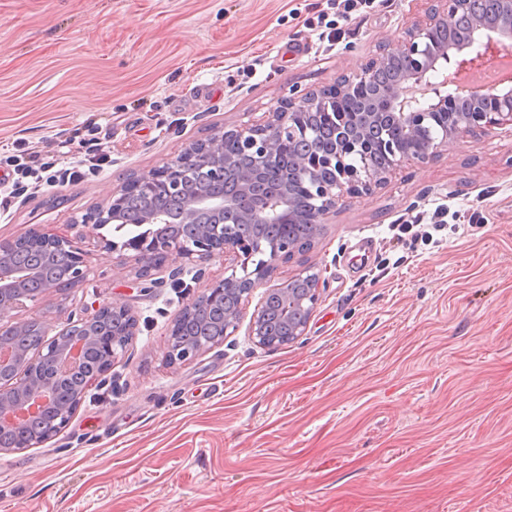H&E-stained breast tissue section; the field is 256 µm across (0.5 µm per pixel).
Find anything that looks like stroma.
<instances>
[{"label": "stroma", "mask_w": 512, "mask_h": 512, "mask_svg": "<svg viewBox=\"0 0 512 512\" xmlns=\"http://www.w3.org/2000/svg\"><path fill=\"white\" fill-rule=\"evenodd\" d=\"M422 14L374 0L322 38L333 0H0V239L75 236L114 189L186 144L331 86ZM98 176L21 178L25 149ZM453 217L428 221L437 206ZM106 224L85 276L29 302L52 330L126 303L124 356L50 441L0 451V512H512V129L450 140L346 199L306 256L324 284L307 331L263 349L246 327L184 363L168 331L223 259L144 266ZM87 132H89L90 138H84L83 142L80 144V149L83 150L84 159L82 160V164L79 166H73L71 168H62L56 173H59L60 178H64L67 181L71 182L73 180H80L84 178L87 174H94L97 170H99L103 162L106 160V155L103 154V150L101 148L102 143L100 142L101 138L96 136L100 134L99 127L95 126V123L89 122L86 125ZM87 167V170H83L81 168Z\"/></svg>", "instance_id": "35a3bbf8"}]
</instances>
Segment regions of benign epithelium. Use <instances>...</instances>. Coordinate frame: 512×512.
Listing matches in <instances>:
<instances>
[{"instance_id":"obj_1","label":"benign epithelium","mask_w":512,"mask_h":512,"mask_svg":"<svg viewBox=\"0 0 512 512\" xmlns=\"http://www.w3.org/2000/svg\"><path fill=\"white\" fill-rule=\"evenodd\" d=\"M472 4L473 0H428L423 18L406 28L400 44L393 48H380L379 52L358 70L341 74L333 89L325 88L301 95L294 91L281 99L279 108L267 113L262 119L224 130L204 142L185 146L164 167L143 173L112 191L108 200L112 209L102 208L91 212L82 218L81 223L121 224L123 219L120 215V198L148 188L181 199L182 180L197 167L209 170L213 181L224 182V174L229 169L226 149L232 141L255 159L256 168L260 170L275 160L285 135L294 131L295 112L322 105L330 98L332 91L342 94L356 85L368 83L374 79L377 70L390 61L416 62V67L405 74L384 101V108L390 116V128L382 143V147L392 157L388 168L374 170L367 153L362 154L358 166H348L344 162L338 164L333 154L321 156L313 165L306 158L296 162V170L311 177L310 193L315 201V208L307 217V222L312 224L314 237H319L323 225L336 213L340 201L371 193L374 188L386 182L387 175L400 162L413 160L422 164L429 163L441 155L449 140L460 135L486 134L503 126L512 127V83L501 84L492 91L480 87L460 86L458 91L469 96L470 108L458 114L448 132L429 140L415 152H404L399 148V140L413 135L423 127L431 113L447 108L448 101L453 99L448 93V86L457 84L461 74L493 63L502 53H512V0H498L500 12L505 18L502 25L487 28L476 19L472 23L473 33L467 43L452 51L445 48L437 55L429 52L431 33L438 28L449 26L456 18L471 13ZM258 197L259 187L255 186L254 176L247 175L241 180L239 192L235 196L221 194L187 197L186 201L182 202V218L188 221L199 212L222 215L226 211L238 210L254 221L272 215L294 219L293 208L282 207L271 212L268 207L258 203ZM30 235L48 245L68 248L75 258L72 273L74 280L78 281L84 277V236L68 238L37 230L25 233L27 237ZM18 242L17 238L0 240V317L26 307V301L29 300L19 287L24 270L4 261V256L15 248ZM130 249L136 251L149 265L173 254L189 262L201 264L217 257L228 261V266L224 267V274L213 279L209 288L185 306V310L189 312L200 311L227 291L234 288L240 291L236 309L224 319L226 336L238 330L245 301L258 288H265L266 298L274 295L281 299L283 317L291 322L290 337L293 341L305 335L310 322L308 318L300 322L291 320L293 311L301 306L311 315L319 299L322 274L313 264L304 266L293 277L295 281H305L306 293L300 299L297 300L289 294L287 280L274 287H267L268 277L278 263L287 262L297 255L310 251L309 247L291 238L283 237L277 240L272 248L264 249L231 226L210 224L198 237L197 242L190 246L177 236L156 231L134 242ZM109 309L125 313L130 317V323H135L131 308L122 302L100 304L78 320V323L91 324ZM248 334L262 347H277V340L271 338V334L266 331L265 306L262 303L251 316ZM46 336L48 331L44 328L37 342L36 353L54 359L57 375L66 376L78 369L83 361L86 339L74 334L67 346L59 349L50 344ZM175 336L177 325L174 324L169 330L170 360L174 363L188 361L212 347L210 343L185 347L175 342ZM104 346L106 363L100 371L102 375L124 354L128 342L114 337L104 343ZM15 361V352L0 346V428H13L32 402L44 409L54 402L49 387H34L32 377H27L23 373H12Z\"/></svg>"}]
</instances>
